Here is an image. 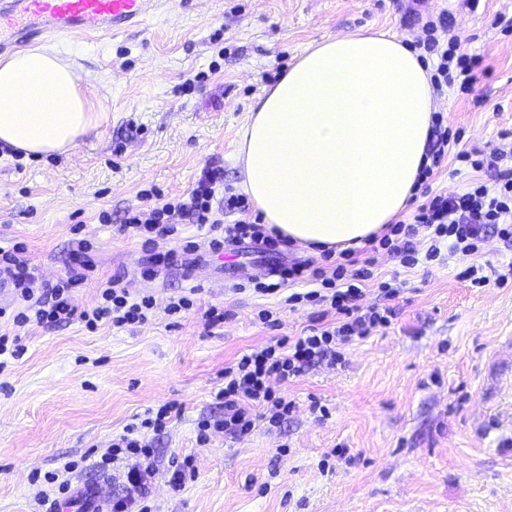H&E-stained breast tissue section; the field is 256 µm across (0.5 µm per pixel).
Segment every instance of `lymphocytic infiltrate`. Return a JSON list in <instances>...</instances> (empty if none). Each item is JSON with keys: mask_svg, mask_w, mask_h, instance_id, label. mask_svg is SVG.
Here are the masks:
<instances>
[{"mask_svg": "<svg viewBox=\"0 0 512 512\" xmlns=\"http://www.w3.org/2000/svg\"><path fill=\"white\" fill-rule=\"evenodd\" d=\"M445 26L446 18L442 15L425 24L427 38L422 47L438 60L432 85L438 90L454 83L469 87L475 80L478 60L459 53L456 39H449L444 45L439 43L436 32ZM510 155L512 146L478 159L468 152H459V161L470 163L476 170L494 172L493 182L475 181L452 194L424 193L412 221L387 225L382 235L368 239L364 253L344 250L341 263L329 268L316 266L310 259L279 265L273 280L254 282V290L267 296L278 294L282 286L290 283L307 284V291L291 293L284 303L292 309L311 304L318 311L302 334L248 349L225 367L224 386L217 394L224 415L199 423V441L207 442L213 429L237 438L247 437L254 431L262 409L271 422L285 419L294 411L295 404L274 392L269 386L270 379L291 381L320 361L336 365L343 359L342 347L391 324L395 310L386 301L366 307L361 304L364 289L374 277L377 253L386 252L402 266L410 267L422 260L437 261L445 252L463 257L477 255L491 233L511 241L512 168L498 166L499 161ZM223 184V168L212 165L202 170L190 191L172 200H163L153 188L141 191V199L151 202V209H128L121 230L137 236L142 248L151 254L150 264L141 272L143 278H155L172 265H186L188 256L196 250L195 241L178 236L180 226L186 224L205 231L214 253L246 242L267 250L276 246L277 236L269 234L264 224L244 220L243 215L249 210L244 195L228 192L223 203H216V192ZM235 212L240 213V220L225 223V214ZM172 237L177 240L176 246L159 249V241ZM421 242L426 245L422 252L417 249ZM93 267L90 244L85 239L76 240L68 271L54 283L37 275L23 245L0 248V285L10 288L15 300L13 308L0 307V319L9 326L7 332L0 333V371L6 368L8 359L24 355L20 332L31 324L52 327L78 317L93 331L102 322L116 329L149 322L155 307L153 296L132 294L116 278L100 283L99 301L94 308L76 312L70 302V291ZM176 410V405L166 404L147 412L140 422L130 424L124 434L113 439L109 451L99 460L98 466L103 470L118 462L130 465L129 486L126 496L119 501L121 507L149 512L148 481L153 467L148 435L165 429Z\"/></svg>", "mask_w": 512, "mask_h": 512, "instance_id": "obj_1", "label": "lymphocytic infiltrate"}]
</instances>
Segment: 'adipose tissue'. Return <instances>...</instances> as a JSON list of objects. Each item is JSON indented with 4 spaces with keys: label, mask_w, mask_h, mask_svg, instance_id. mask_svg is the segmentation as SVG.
Listing matches in <instances>:
<instances>
[{
    "label": "adipose tissue",
    "mask_w": 512,
    "mask_h": 512,
    "mask_svg": "<svg viewBox=\"0 0 512 512\" xmlns=\"http://www.w3.org/2000/svg\"><path fill=\"white\" fill-rule=\"evenodd\" d=\"M434 109L428 68L403 39L323 38L241 132L242 189L268 227L313 252L363 245L414 194ZM92 122L74 69L56 51L0 60V143L27 155L62 152Z\"/></svg>",
    "instance_id": "adipose-tissue-1"
}]
</instances>
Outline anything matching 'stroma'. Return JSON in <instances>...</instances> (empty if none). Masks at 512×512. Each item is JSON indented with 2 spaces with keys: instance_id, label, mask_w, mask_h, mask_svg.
Listing matches in <instances>:
<instances>
[{
  "instance_id": "obj_1",
  "label": "stroma",
  "mask_w": 512,
  "mask_h": 512,
  "mask_svg": "<svg viewBox=\"0 0 512 512\" xmlns=\"http://www.w3.org/2000/svg\"><path fill=\"white\" fill-rule=\"evenodd\" d=\"M442 12L451 22L439 40L455 38L481 60L471 91L454 85L437 98L461 137L427 184L453 193L489 178L457 152L512 141V0H480L474 11L467 0H170L144 24L92 42L45 41L75 65L100 118L64 154L18 158L0 144V247L23 244L54 281L74 238H86L96 271L73 289L76 308L94 305L99 281L112 277L153 295L156 307L148 324L118 331L90 332L77 319L22 330L25 354L0 372V512L65 505L32 474L96 477L113 438L167 402L182 412L150 436L154 512H512V280L476 288L454 256L409 268L379 256L363 303L380 302L378 281L398 277L390 327L345 347L342 364L274 382L296 403L283 421L201 444L199 423L224 414L215 394L225 365L299 335L312 317L311 307L285 308L279 327H263L255 316L268 300L252 277L294 257H325L249 244L217 256L202 240L191 269L146 281L140 243L116 226L141 189L187 192L212 163L238 187L235 149L252 110L315 42L357 31L415 42ZM213 61L206 84L182 90L184 75ZM103 211L111 223L99 222ZM188 293L193 308L170 316V297ZM212 306L227 314L216 329L203 317ZM315 401L327 416L311 411ZM186 457L195 476L172 486V464Z\"/></svg>"
}]
</instances>
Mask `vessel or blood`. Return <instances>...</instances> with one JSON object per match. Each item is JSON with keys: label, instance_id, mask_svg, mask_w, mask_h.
Segmentation results:
<instances>
[{"label": "vessel or blood", "instance_id": "b4317fda", "mask_svg": "<svg viewBox=\"0 0 512 512\" xmlns=\"http://www.w3.org/2000/svg\"><path fill=\"white\" fill-rule=\"evenodd\" d=\"M166 0H0V52L33 37L115 32L141 25ZM101 482L79 483L73 499L84 512H105Z\"/></svg>", "mask_w": 512, "mask_h": 512}]
</instances>
